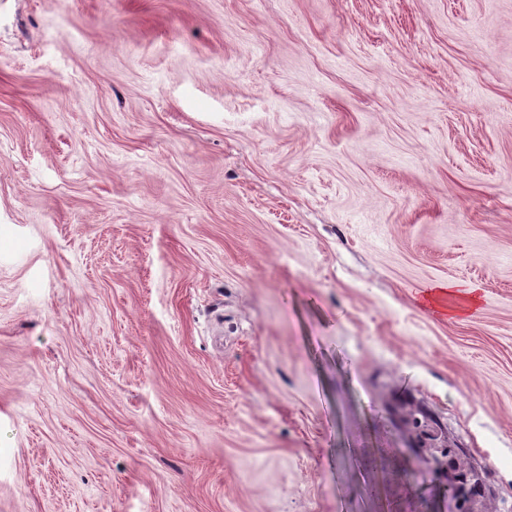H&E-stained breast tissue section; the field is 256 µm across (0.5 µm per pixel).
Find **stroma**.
<instances>
[{
	"label": "stroma",
	"instance_id": "35a3bbf8",
	"mask_svg": "<svg viewBox=\"0 0 512 512\" xmlns=\"http://www.w3.org/2000/svg\"><path fill=\"white\" fill-rule=\"evenodd\" d=\"M0 512H512V0H0Z\"/></svg>",
	"mask_w": 512,
	"mask_h": 512
}]
</instances>
